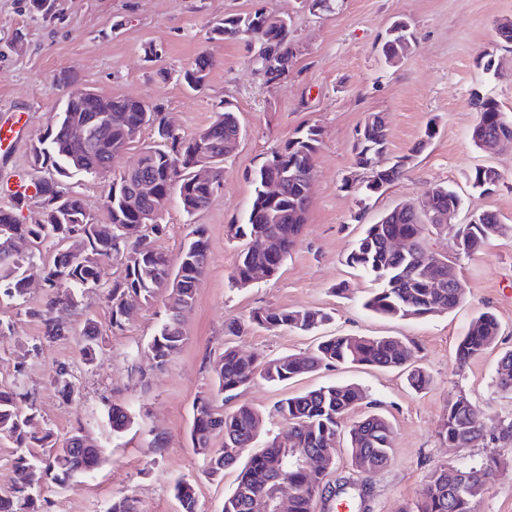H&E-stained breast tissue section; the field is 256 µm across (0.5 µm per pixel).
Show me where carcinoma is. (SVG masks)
Masks as SVG:
<instances>
[{
    "label": "carcinoma",
    "mask_w": 512,
    "mask_h": 512,
    "mask_svg": "<svg viewBox=\"0 0 512 512\" xmlns=\"http://www.w3.org/2000/svg\"><path fill=\"white\" fill-rule=\"evenodd\" d=\"M213 34L224 41L247 37L253 60L263 71L266 82L273 83L278 76L288 74L294 58L290 23L272 22L263 10L255 9L224 17L213 28ZM211 66L207 57L200 56L182 71L181 81L188 89L200 91L205 87ZM57 81L66 89L62 107H82V101L73 94L74 76L64 72ZM107 102L112 105V112L120 115L121 122L101 128L96 126L94 112L70 114L60 110L52 116L43 137L32 145L33 167L48 171V175L34 182L42 199L43 223L22 224L14 211L0 210V303L25 298L26 281L34 275L40 277L47 288L45 299L41 306L29 308L25 314L40 322L43 338L63 340L72 335V330L59 323L56 313L77 306L86 289H104L106 325L87 318L78 333L83 363L90 366L97 358L103 337L125 331L124 297L135 294L142 303L149 304L163 291L166 293L164 316L146 346L154 367L162 369L186 341L184 325L206 271L208 238L205 229L196 226L174 266L170 257L155 246V240L165 232V225L153 224L134 239L124 237L123 229L139 223L143 213L163 209L174 197L189 216L206 209L223 188L226 145L238 141L240 129L235 112L226 109L216 113L215 119L197 134L186 137L179 130L168 128L162 113L143 100L110 96ZM477 110L479 116L471 130V139L478 149L488 152L499 140H512V116L501 111L495 100L488 99ZM372 117L370 113L364 119L358 132L361 139L353 147L354 165L369 174L363 187L366 198L400 179L405 167L401 157L377 172L371 168L374 153H386L389 142L386 126ZM76 118L93 126L91 137L85 141L70 135L69 122ZM145 128L151 129L156 144L143 147L136 168L116 172L112 169L113 159ZM321 142L320 128L307 126L270 154L268 169L259 167L251 174L249 206L242 222L232 225L235 229L232 238L244 241L231 277L235 287L250 285L253 266L265 265L273 276L286 260L306 220L310 203L307 186L314 177V158ZM201 154L207 155L214 166L215 188L194 181L193 166ZM286 171L294 177L287 180L279 197L265 198L262 191L265 177ZM99 175L108 176L102 219L86 207L69 183L75 177ZM499 179L500 174L490 167H479L470 175L472 187L484 192L492 191ZM144 181L153 185L154 194L143 195L138 191ZM424 198L445 212L450 205L457 209L462 206L458 192L443 183L433 185ZM101 224L112 225V235H101L98 231ZM426 230L427 225L420 223L411 204L399 205L378 222L366 225L346 262L370 277L375 285L364 303L367 309L392 318L418 319L449 311L464 298L465 289L458 287L454 280H446L451 269L448 257L427 247ZM509 230L512 227L500 223L495 213L483 212L460 225L456 252L468 257L477 254L489 238ZM260 236L274 240L277 250L272 254L255 252L254 239ZM71 238L82 240L83 252L67 247ZM393 238L404 239L407 248L402 252L391 250L388 243ZM46 242L53 251L46 257L35 258V250ZM106 262L121 266L119 275L111 281L103 279L102 265ZM428 264L440 265L441 275L445 277L441 287L431 288L425 280L423 268ZM330 319L321 310L258 308L251 312L248 323L269 330L307 332ZM499 328V321L491 312L476 317L467 335L457 344V367L462 368L481 356L498 336ZM411 356L413 349L408 340L350 334L326 336L310 354H288L264 362L242 356L230 346L224 347L213 367L217 396L196 399L192 424L195 450L208 458L213 475L235 466L241 454L249 452L233 492L224 499L222 512L273 509L274 490L282 481L294 487L290 512H313L315 499L332 489L334 501L347 502L351 512H363L366 498L354 494L360 485L348 478L331 483L329 470L304 465L295 449L304 448L320 457L343 437L354 471L364 475L387 466L390 461L392 425L377 413L345 425V415L367 398L366 392L353 383L323 386L278 401L273 413L282 420L284 428L266 439L260 412L247 404L226 411L216 404V398H221L223 403L235 400L258 377L277 384L338 364L405 368ZM70 376L69 364H57L54 383L65 397L73 392ZM408 382L414 390L422 391L431 379L423 369L413 368ZM495 386L500 393L512 395L511 349L499 358ZM37 417L38 409L29 391L17 386L0 387V438H7L15 445L13 468L17 474L9 489L0 492V512H47L44 489L64 488L73 477L88 474L101 463V450L76 443L80 429L58 444L51 441L49 430L37 428ZM107 419L116 437L132 424L131 416L118 404L108 406ZM489 432L512 440V419H503L492 427L472 401L462 406L448 402L442 425V437L448 445L470 448ZM216 434L224 437V448L218 453L209 448ZM498 468L494 459L459 468L452 485L448 484V468H437L431 472L417 501L400 512H474V501L494 479ZM174 491L183 512H196L195 488L190 481H175ZM110 512L141 510L137 499L121 496L112 500Z\"/></svg>",
    "instance_id": "carcinoma-1"
}]
</instances>
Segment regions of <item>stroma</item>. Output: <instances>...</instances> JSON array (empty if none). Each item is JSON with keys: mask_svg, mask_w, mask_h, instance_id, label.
Returning <instances> with one entry per match:
<instances>
[{"mask_svg": "<svg viewBox=\"0 0 512 512\" xmlns=\"http://www.w3.org/2000/svg\"><path fill=\"white\" fill-rule=\"evenodd\" d=\"M48 15L31 0H0V110L25 113L18 146L0 155V187L15 174L32 171L31 146L43 136L48 118L63 95L56 78L75 75L78 86L107 96L145 100L172 117L185 135L213 121L231 106L243 136L224 163V188L195 216L170 200L161 213L165 234L156 242L178 259L194 225L209 241L206 274L185 325L181 352L157 369L142 355L163 314L164 296L136 305L123 334L108 337L96 363L85 366L76 338L40 341L41 326L24 313L40 306L46 288L33 279L25 306L4 303L0 317L15 331L0 336V386L16 380L13 365L23 359L22 382L34 393L39 425L64 440L75 428L92 436L104 462L91 477L68 487L48 488V512H108L115 497L129 495L142 512H182L172 491L176 478L190 480L196 512H221L234 489L237 468L211 475L190 437L193 403L215 392L213 365L225 345L242 355L269 360L311 352L321 337L335 333L397 336L414 344L413 360L431 377L430 386L414 392L399 370L339 365L322 368L284 384L254 382L241 396L261 412L270 432L282 423L272 413L282 398L322 386L355 383L377 407L359 404L346 416L355 422L369 410L382 413L393 427L388 465L369 480L373 494L368 512H397L416 499L429 474L441 466L463 467L490 458L501 464L496 479L474 504L475 512H512V442L487 439L470 448H452L439 435L448 399L462 393L490 419L512 418V397L497 393L495 370L501 352L512 349V230L491 237L472 257H456L458 225L470 215L495 212L512 227V149L498 154L478 150L471 140L477 120L474 95L494 99L512 114V45L497 34L499 21L512 20V0H336L328 14L315 15L302 0H50ZM290 16L295 56L287 77L267 84L242 41L214 40L211 28L227 15L254 9ZM409 22L415 35L410 52L386 63L382 45L391 23ZM156 47L161 57L148 55ZM495 56L497 71L483 70V54ZM213 66L203 91L180 83L178 72L198 55ZM371 113L385 114L389 133L387 160L406 158L402 177L368 202L345 188L354 178L352 148L356 132ZM322 131L315 156L312 203L302 232L279 272L246 288L229 278L242 247L229 239L227 227L240 222L251 196L250 175L300 126ZM436 134L424 140L426 126ZM491 166L501 175L492 193L473 188L468 176ZM435 183L454 188L463 206L448 227L426 234L427 245L453 257L465 296L451 312L420 319L380 316L366 310L370 279L347 265L346 257L364 225L375 223L395 206L422 197ZM344 293H337L339 283ZM322 310L331 314L320 332L270 331L257 326L231 337L225 325L246 318L256 308ZM492 311L500 322L496 342L463 370L455 368V348L472 320ZM37 355H30L31 346ZM69 363L75 392L63 399L51 385L58 363ZM128 407L134 423L113 438L106 408ZM161 437L164 446L151 442Z\"/></svg>", "mask_w": 512, "mask_h": 512, "instance_id": "1", "label": "stroma"}]
</instances>
